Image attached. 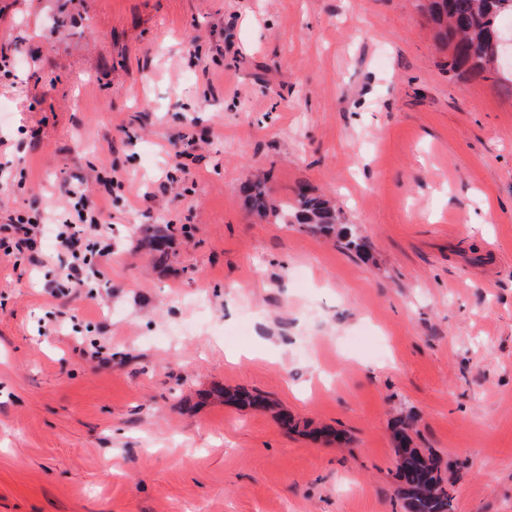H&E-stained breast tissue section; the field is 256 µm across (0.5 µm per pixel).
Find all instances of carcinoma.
<instances>
[{
	"label": "carcinoma",
	"instance_id": "cac0c4a2",
	"mask_svg": "<svg viewBox=\"0 0 512 512\" xmlns=\"http://www.w3.org/2000/svg\"><path fill=\"white\" fill-rule=\"evenodd\" d=\"M426 19L435 41L450 50L448 70L489 74L499 81L512 82V70L499 69L489 63L493 52L498 24L512 17V0H427ZM251 210L265 218L275 211L265 185L261 181L247 180L240 186ZM285 224H300L309 231L333 236L349 251L365 252L366 244L350 227L343 223L341 214L330 203L301 190L293 208L284 205L278 211ZM143 248L154 261L167 260L169 238L166 230L156 229L142 242ZM211 394L222 396L242 407L267 410L270 400L258 392H229L222 387ZM396 439L395 462L397 492L406 501L408 512H452V485L448 477L449 465L435 452L416 448L407 433L403 420L391 423Z\"/></svg>",
	"mask_w": 512,
	"mask_h": 512
}]
</instances>
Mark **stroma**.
Listing matches in <instances>:
<instances>
[{
    "label": "stroma",
    "mask_w": 512,
    "mask_h": 512,
    "mask_svg": "<svg viewBox=\"0 0 512 512\" xmlns=\"http://www.w3.org/2000/svg\"><path fill=\"white\" fill-rule=\"evenodd\" d=\"M1 43L0 225L119 184L63 303L0 253V512H406L400 415L453 512H512V85L449 71L412 0H0ZM253 175L365 254L256 217ZM284 224H300L309 231L334 236L338 243L358 254L365 252L366 244L350 227L343 223L341 214L327 200L310 196L304 190L297 195V204L289 209L282 206L277 214ZM167 229H156L154 234L143 240V248L152 255L155 262L164 263L168 257L169 238ZM211 394L224 396L228 401L235 402L242 407L263 410H267L272 407L270 400L264 394L258 392L237 391L231 393L226 391L223 387H218L213 389Z\"/></svg>",
    "instance_id": "1"
}]
</instances>
